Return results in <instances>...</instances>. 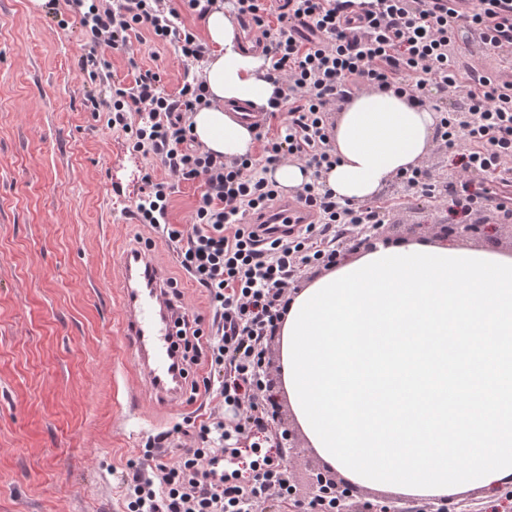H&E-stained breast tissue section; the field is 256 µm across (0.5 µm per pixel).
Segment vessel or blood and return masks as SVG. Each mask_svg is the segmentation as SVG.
Masks as SVG:
<instances>
[{
  "mask_svg": "<svg viewBox=\"0 0 512 512\" xmlns=\"http://www.w3.org/2000/svg\"><path fill=\"white\" fill-rule=\"evenodd\" d=\"M313 219L312 212L289 196L269 209L263 221L279 232L286 223L308 224ZM151 256L152 247L148 244L125 248L122 253L123 336L155 401L173 404L180 399L184 378L180 354L172 341L181 313L169 304L170 292Z\"/></svg>",
  "mask_w": 512,
  "mask_h": 512,
  "instance_id": "b4317fda",
  "label": "vessel or blood"
}]
</instances>
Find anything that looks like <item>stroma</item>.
I'll use <instances>...</instances> for the list:
<instances>
[{"mask_svg":"<svg viewBox=\"0 0 512 512\" xmlns=\"http://www.w3.org/2000/svg\"><path fill=\"white\" fill-rule=\"evenodd\" d=\"M29 0H0V512H121L118 478L169 460L159 434L207 416V369L189 365L178 403L157 406L120 333L122 247L152 243L202 326L207 296L173 248L139 223L134 202L149 160L132 153L86 101L78 21L60 30ZM166 90L183 82L174 45L141 54ZM395 242L445 223L443 200L379 194ZM140 417H127L129 393Z\"/></svg>","mask_w":512,"mask_h":512,"instance_id":"35a3bbf8","label":"stroma"}]
</instances>
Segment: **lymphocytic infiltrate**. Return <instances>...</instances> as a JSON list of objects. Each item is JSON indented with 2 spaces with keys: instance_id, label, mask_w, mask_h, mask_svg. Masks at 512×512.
Instances as JSON below:
<instances>
[{
  "instance_id": "lymphocytic-infiltrate-1",
  "label": "lymphocytic infiltrate",
  "mask_w": 512,
  "mask_h": 512,
  "mask_svg": "<svg viewBox=\"0 0 512 512\" xmlns=\"http://www.w3.org/2000/svg\"><path fill=\"white\" fill-rule=\"evenodd\" d=\"M223 0H47L58 26L80 25L85 54L79 71L106 126L131 150L157 166L144 176L135 202L139 223L159 229L179 246V263L203 288L213 308L209 329L183 316L181 335L202 352L205 391L221 403L193 430L194 444L171 459L120 475L123 512H248L275 497L291 512L297 502L282 455L253 440L268 429L260 362L286 310L283 294L303 268L336 261L337 232L381 223L384 207L342 205L318 180L336 162L327 112L331 104L378 88L425 103L429 90L462 94L461 106L440 114L437 133L454 152L456 182L448 192L450 223L468 220L475 203L503 193L512 203V80L465 70L450 47L479 49L512 60V0H466L456 9L442 0H283L270 17L267 0H234L236 17L249 18L269 61L275 86L264 119L251 128L260 152L227 159L206 150L190 132V115L211 106L201 72L185 74L168 92L158 73L143 68L131 40L148 33L154 44L177 43L181 63L200 61L206 45L185 14L205 17ZM127 56L132 84L112 74L109 51ZM298 162L314 178L295 197L316 220L292 224L273 238L250 223L282 192L269 175ZM197 183L188 225L170 223L175 186ZM236 410L225 421L223 407Z\"/></svg>"
}]
</instances>
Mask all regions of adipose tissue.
<instances>
[{
  "label": "adipose tissue",
  "mask_w": 512,
  "mask_h": 512,
  "mask_svg": "<svg viewBox=\"0 0 512 512\" xmlns=\"http://www.w3.org/2000/svg\"><path fill=\"white\" fill-rule=\"evenodd\" d=\"M203 28L214 104L192 134L227 158L253 153L232 108L266 107L268 63L223 10ZM437 123L407 97L356 94L322 182L340 203L371 201L427 158ZM278 342L298 425L349 483L433 498L512 484V253L428 240L360 253L290 299Z\"/></svg>",
  "instance_id": "ef3b65f1"
}]
</instances>
